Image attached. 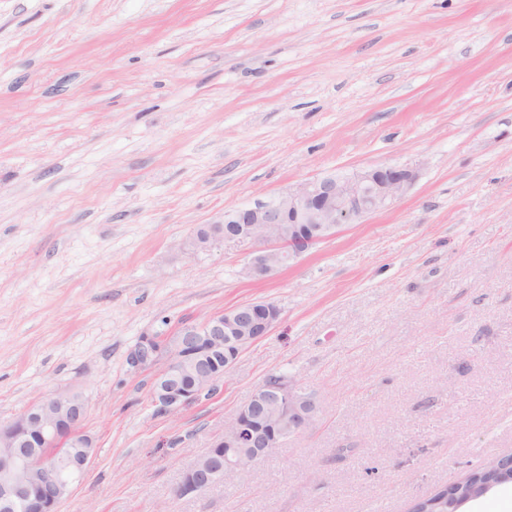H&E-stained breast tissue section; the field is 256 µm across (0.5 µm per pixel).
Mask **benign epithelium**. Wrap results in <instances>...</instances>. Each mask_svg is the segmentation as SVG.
Returning <instances> with one entry per match:
<instances>
[{"label":"benign epithelium","instance_id":"obj_1","mask_svg":"<svg viewBox=\"0 0 512 512\" xmlns=\"http://www.w3.org/2000/svg\"><path fill=\"white\" fill-rule=\"evenodd\" d=\"M406 166L383 164L351 173H330L294 186L270 201L224 213L207 234H196V250L220 241L248 247L245 273L262 280L339 228L393 206L415 181ZM281 315L273 302H247L185 323L174 348L157 336H144L128 355L134 370L151 368L159 358L151 400L175 414L212 390L250 345L270 336ZM88 405L80 394L41 399L0 426V507L7 512H59L76 479L90 466L96 448L83 431ZM319 406L313 393L293 379H267L224 422V432L183 471L180 497L222 479L240 477L283 441L310 429Z\"/></svg>","mask_w":512,"mask_h":512}]
</instances>
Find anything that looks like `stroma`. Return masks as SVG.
Listing matches in <instances>:
<instances>
[{"label":"stroma","instance_id":"35a3bbf8","mask_svg":"<svg viewBox=\"0 0 512 512\" xmlns=\"http://www.w3.org/2000/svg\"><path fill=\"white\" fill-rule=\"evenodd\" d=\"M416 179L265 280L191 241L334 171ZM267 300L217 391L153 405L141 337ZM308 431L174 490L269 374ZM79 393L60 512H408L512 454V0H0V426Z\"/></svg>","mask_w":512,"mask_h":512}]
</instances>
